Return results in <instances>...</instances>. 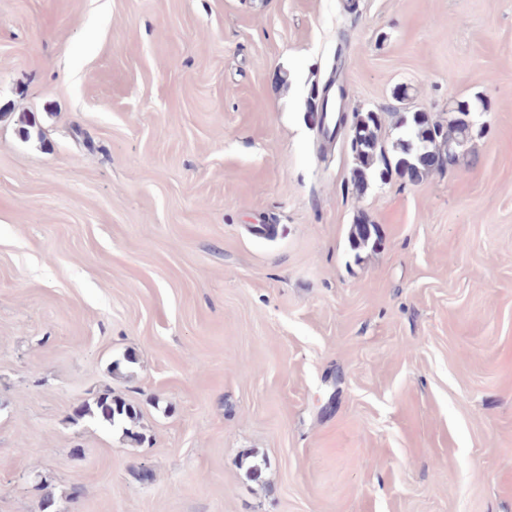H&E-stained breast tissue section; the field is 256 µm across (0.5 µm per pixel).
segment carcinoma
I'll return each instance as SVG.
<instances>
[{"mask_svg": "<svg viewBox=\"0 0 512 512\" xmlns=\"http://www.w3.org/2000/svg\"><path fill=\"white\" fill-rule=\"evenodd\" d=\"M474 104L468 100L452 102L448 120H433L425 112H396L395 126L402 136L388 154L379 139L383 113L368 110L353 112L349 131L350 147L354 155L353 181L362 190L370 178L382 179L395 173L411 181H418L432 170L440 171L455 165L457 157H448V149L457 150L484 133V128L469 120ZM377 225L360 218L351 225L348 241L355 258L377 246ZM79 417H97L108 424L122 428L133 443L143 439L138 430L139 414L136 407L106 392L92 404H83L76 411Z\"/></svg>", "mask_w": 512, "mask_h": 512, "instance_id": "carcinoma-1", "label": "carcinoma"}]
</instances>
